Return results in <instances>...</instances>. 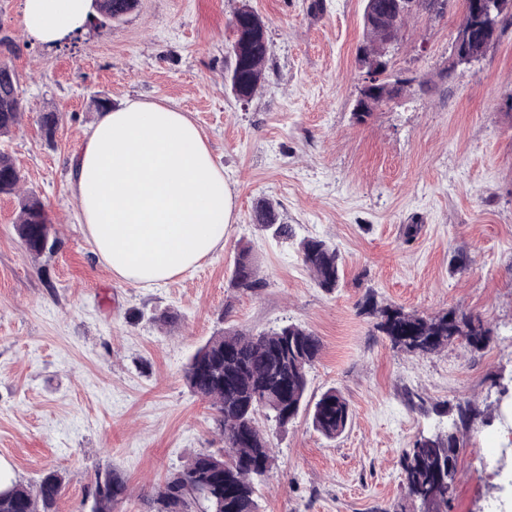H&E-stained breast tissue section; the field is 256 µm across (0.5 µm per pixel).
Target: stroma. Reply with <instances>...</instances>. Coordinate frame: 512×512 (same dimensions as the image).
Instances as JSON below:
<instances>
[{"label":"stroma","instance_id":"35a3bbf8","mask_svg":"<svg viewBox=\"0 0 512 512\" xmlns=\"http://www.w3.org/2000/svg\"><path fill=\"white\" fill-rule=\"evenodd\" d=\"M241 0H139L124 21L89 27L57 46L26 37L22 0H0V62L20 76L26 111L0 138L27 188L42 199L58 240L33 258L15 230L17 201L0 196V462L30 485L65 477L58 512H90L98 471L127 481L116 512H154L156 488L194 453L221 447L215 412L184 371L222 324L254 331L303 325L323 349L309 398L334 387L352 418L330 441L306 416L274 433L276 467L261 512H420L407 497L403 448L447 431V405L468 400L494 415L474 422L448 512H504L512 499V412L496 378L512 377V26L478 63L451 69L463 0L443 14H413L390 54L393 72L426 83L376 107L354 108L362 72L363 0H250L269 44L266 82L250 100L224 80ZM174 105L189 112L236 194L224 247L158 288L115 278L96 255L67 188L69 162L98 114L95 95ZM62 119L54 144L37 124ZM261 198L295 230L284 243L251 222ZM421 226L413 241L403 228ZM318 237L342 257L341 283L318 288L298 242ZM250 243L266 285L229 286L238 248ZM467 267L451 272L453 252ZM379 302L434 315H482L487 348L464 341L428 356L394 349L361 313ZM169 311L174 324L154 323ZM414 390L439 412L411 410Z\"/></svg>","mask_w":512,"mask_h":512}]
</instances>
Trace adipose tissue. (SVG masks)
<instances>
[{
    "instance_id": "adipose-tissue-1",
    "label": "adipose tissue",
    "mask_w": 512,
    "mask_h": 512,
    "mask_svg": "<svg viewBox=\"0 0 512 512\" xmlns=\"http://www.w3.org/2000/svg\"><path fill=\"white\" fill-rule=\"evenodd\" d=\"M93 0H23L27 37L83 32ZM68 188L115 277L157 288L224 246L235 201L224 168L187 113L131 101L102 113L71 159Z\"/></svg>"
}]
</instances>
